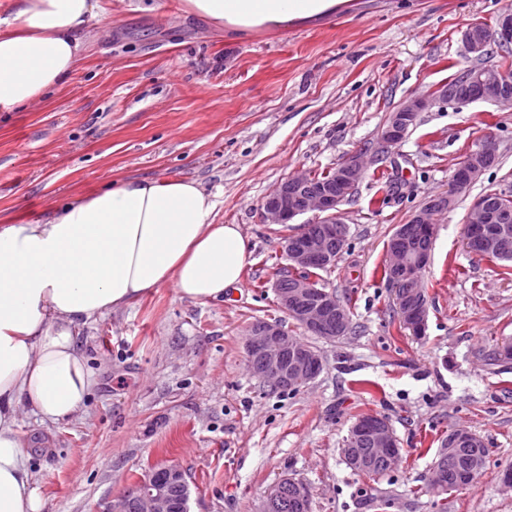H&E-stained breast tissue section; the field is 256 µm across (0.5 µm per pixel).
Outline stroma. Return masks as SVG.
Wrapping results in <instances>:
<instances>
[{"instance_id": "35a3bbf8", "label": "stroma", "mask_w": 512, "mask_h": 512, "mask_svg": "<svg viewBox=\"0 0 512 512\" xmlns=\"http://www.w3.org/2000/svg\"><path fill=\"white\" fill-rule=\"evenodd\" d=\"M64 85L0 112V219L49 217L62 203L122 178L197 181L217 220L240 225L252 254L241 282L205 304L169 287L84 327L77 341L97 384L78 420L54 426L21 414L43 512H108L157 464H177L190 512H259L289 477L311 489V512H512V372L494 365L512 339V274L466 251L471 203L512 190V112L474 102L420 113L391 152L378 135L407 98L482 60L461 35L493 27L512 0H345L322 20L229 37L184 0H97ZM493 140L499 162L434 226L423 272V335L400 329L381 278L386 245L431 195L447 190L456 157ZM375 158L393 188L382 206L365 173L340 207L348 242L320 283L350 308L351 330L326 340L283 311L269 275L307 216L264 223L262 205L287 178ZM281 321L323 362L308 385L271 391L247 362L255 320ZM370 381L362 389L361 381ZM388 418L397 465L371 480L342 448L356 417ZM480 436L489 456L470 486L437 493L432 463L450 430Z\"/></svg>"}]
</instances>
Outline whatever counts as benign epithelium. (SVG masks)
Listing matches in <instances>:
<instances>
[{
	"label": "benign epithelium",
	"mask_w": 512,
	"mask_h": 512,
	"mask_svg": "<svg viewBox=\"0 0 512 512\" xmlns=\"http://www.w3.org/2000/svg\"><path fill=\"white\" fill-rule=\"evenodd\" d=\"M503 46L512 45V11L502 12L493 28L474 25L465 30L462 42L466 52L475 58L485 55L489 43ZM462 81L472 85L473 93L465 103L489 102L500 108L512 111V80L506 72L495 67L466 69L460 74ZM440 89L403 101L392 114L390 124L381 134L382 150L400 144L409 126L416 124L419 113L426 112L441 104ZM497 158L495 143L488 139L476 149L469 151L457 166L459 176L451 179L448 191L431 198L430 209L417 213L415 225L400 226V229L387 247L388 265L396 277L407 283L406 297L416 298L421 294V276L415 269L427 263L428 256L419 254L410 258L406 241L418 224H432L434 217L453 209L456 196L477 180L489 164ZM368 165V159L357 154L343 161L336 169V180L343 186L338 194L330 190L308 192L305 185L308 174L293 176L285 184L277 187L271 199L263 204L262 217L266 224H287L294 218L311 213L314 223L321 225L315 233H304L286 251L290 265L303 272L314 267H327L336 263L329 243L347 244V228L343 225L339 206L348 199L359 184ZM467 242L470 252L485 257V232L487 225L497 222L507 223V215H494L482 198L471 205L466 217ZM312 280L299 275L289 284L273 282L277 301L281 309L295 316L301 326L314 336L326 340L342 334L348 325V316L341 309L336 296L324 293L310 299L313 292ZM247 355L252 371L264 381L278 387L292 389L299 383H307L315 377L321 358L317 351L310 349L277 320H256L248 330ZM472 433L456 429L448 439V457L454 450L470 443ZM374 447L376 456L390 458L396 465L398 447L389 422L376 415H368L357 422L346 442L347 461L353 467L366 469L370 459L359 453L363 441ZM447 463L436 461L430 470V487L445 491L448 489ZM187 483L185 472L176 465H164L152 470L148 478L135 489L114 503L108 512H188L187 506L179 507L170 497L167 488Z\"/></svg>",
	"instance_id": "1"
}]
</instances>
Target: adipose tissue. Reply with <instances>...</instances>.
Instances as JSON below:
<instances>
[{
    "label": "adipose tissue",
    "instance_id": "1",
    "mask_svg": "<svg viewBox=\"0 0 512 512\" xmlns=\"http://www.w3.org/2000/svg\"><path fill=\"white\" fill-rule=\"evenodd\" d=\"M341 0H185L188 15L235 36L320 19ZM0 20V112L60 87L96 21L94 0H10ZM197 181L131 178L64 204L45 220L0 224V512H42L20 410L73 420L94 386L81 328L168 286L223 299L251 255L240 225L216 223Z\"/></svg>",
    "mask_w": 512,
    "mask_h": 512
}]
</instances>
